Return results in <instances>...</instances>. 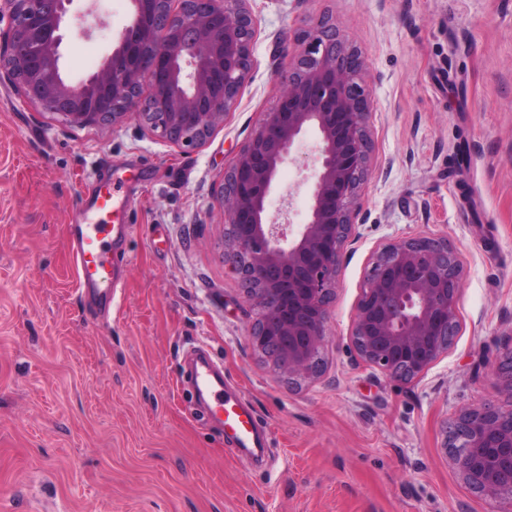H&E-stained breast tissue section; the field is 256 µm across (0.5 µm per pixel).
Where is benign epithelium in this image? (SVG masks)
Returning <instances> with one entry per match:
<instances>
[{
	"label": "benign epithelium",
	"mask_w": 512,
	"mask_h": 512,
	"mask_svg": "<svg viewBox=\"0 0 512 512\" xmlns=\"http://www.w3.org/2000/svg\"><path fill=\"white\" fill-rule=\"evenodd\" d=\"M74 0H0V84L78 127L105 128L136 116L180 149L206 142L236 106L251 69L254 19L245 0H132L133 18L100 67L74 84L60 47ZM303 51L276 73V106L264 113L224 171L217 201L224 256L257 319L251 350L297 384L320 372L328 305L345 245L356 238V202L370 163L371 96L361 54L324 19L301 30ZM148 93H143V89ZM317 166L306 221L269 216L279 172L308 133ZM463 269L448 243L420 237L372 261L356 307L352 344L365 363L407 383L448 352L458 333ZM445 448L464 482L512 512V408L464 409Z\"/></svg>",
	"instance_id": "1"
}]
</instances>
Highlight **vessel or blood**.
<instances>
[{"label": "vessel or blood", "instance_id": "b4317fda", "mask_svg": "<svg viewBox=\"0 0 512 512\" xmlns=\"http://www.w3.org/2000/svg\"><path fill=\"white\" fill-rule=\"evenodd\" d=\"M118 192V186L113 183L100 187L92 206L93 219L68 227V245L78 289L98 313L110 311L117 279L125 265L120 244L128 227L105 221L106 215L115 210ZM214 367L213 357L203 350L197 352L191 363L190 379L197 395L204 399L205 412L237 446L258 447L260 438L254 414L246 411L236 398L225 395L224 381Z\"/></svg>", "mask_w": 512, "mask_h": 512}]
</instances>
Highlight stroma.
I'll use <instances>...</instances> for the list:
<instances>
[{
	"label": "stroma",
	"instance_id": "35a3bbf8",
	"mask_svg": "<svg viewBox=\"0 0 512 512\" xmlns=\"http://www.w3.org/2000/svg\"><path fill=\"white\" fill-rule=\"evenodd\" d=\"M252 67L235 108L194 150L136 120L73 127L0 85V512H494L452 467L447 425L512 407L498 371L512 337V0H248ZM75 0L61 47L72 82L132 19ZM329 20L364 60L370 171L341 255L319 376L288 384L247 341L256 314L224 261L216 193L279 96L295 34ZM271 217L303 222L305 139ZM115 180L130 225L120 302L106 324L77 291L68 225ZM447 242L463 268L459 332L409 383L356 354L351 329L373 257L400 240ZM265 431L261 457L198 417L190 347Z\"/></svg>",
	"mask_w": 512,
	"mask_h": 512
}]
</instances>
